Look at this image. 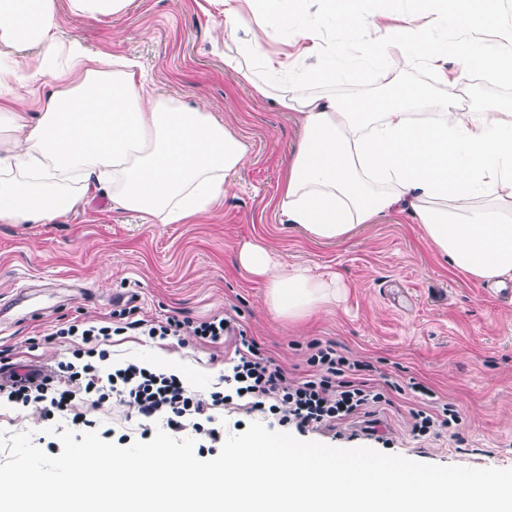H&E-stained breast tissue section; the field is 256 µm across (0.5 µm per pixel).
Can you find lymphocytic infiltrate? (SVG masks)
Here are the masks:
<instances>
[{
    "label": "lymphocytic infiltrate",
    "mask_w": 512,
    "mask_h": 512,
    "mask_svg": "<svg viewBox=\"0 0 512 512\" xmlns=\"http://www.w3.org/2000/svg\"><path fill=\"white\" fill-rule=\"evenodd\" d=\"M128 329L142 330L149 338L167 339L191 331L204 342L217 344L224 337H233L237 362L224 376L225 391L212 392L203 400L188 393L178 376L156 373L134 363L110 370L85 364L82 369L67 365L70 388L59 389L51 383L22 380L12 384L7 400L28 406L38 404L44 416L68 411L76 396L73 382L83 381L85 393L107 389L120 403L137 415L159 418L167 427L179 432L192 427L195 433L217 441V429L205 427L199 418L212 406L223 405L229 396L249 398L253 410L269 409L281 422L294 424L298 430L332 431L347 420L360 417L374 403H386L391 393L401 392L399 382L377 388L369 375L368 364L345 356L336 343L314 341L309 346L305 369H286L276 364L258 342L249 336H231V324L220 315L188 325L178 317L169 316L154 322L145 319L128 321ZM410 389L423 395L414 408L412 430L424 436L452 428L459 421V412L451 404L432 406L426 399L433 391L420 382H410Z\"/></svg>",
    "instance_id": "1"
}]
</instances>
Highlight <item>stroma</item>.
Segmentation results:
<instances>
[{
	"instance_id": "obj_1",
	"label": "stroma",
	"mask_w": 512,
	"mask_h": 512,
	"mask_svg": "<svg viewBox=\"0 0 512 512\" xmlns=\"http://www.w3.org/2000/svg\"><path fill=\"white\" fill-rule=\"evenodd\" d=\"M299 20H319L321 58L292 55L290 74L301 94L343 102L383 98L385 88H420L446 95L417 59L399 61L390 85L357 77L349 56L374 40V31L344 26L322 0H282ZM63 37L79 38L93 51L136 61L151 91L212 113L248 140L251 149L233 186L199 224H151L135 212L113 208L98 195L54 224L0 223V360L23 368L57 370L73 361L79 339L55 337L67 321H100L112 310L132 307L137 317L178 315L197 322L214 315L234 319L283 367L304 366L311 342L333 341L355 360L369 363L377 381L416 378L435 392L438 403L454 405L462 420L457 436L416 438L411 432L412 391L392 405L373 407L368 419L339 425L337 433L308 432V439L375 450L437 465L512 468V296L468 278L444 261L406 213L359 227L339 242H314L281 222L277 200L300 127L291 113L239 85L212 49L224 14L202 12L196 0H131L126 11L88 19L57 0ZM434 39L448 44L468 37L498 47L512 31V0H497L489 23L467 32L431 22ZM336 65L332 84L304 81L318 63ZM458 87L466 108L496 99L512 105V90L479 69L461 70ZM260 242L279 257L309 268L312 275L335 273L347 287L329 310L299 322L275 317L261 281L238 264V252ZM109 365L133 362L157 373L179 376L192 393L209 397L224 388V369L234 356L231 341L210 344L195 337L153 340L134 332L105 343ZM73 413L139 440L142 428L161 421L129 415L115 399L91 406L76 397ZM378 423L382 441L353 438L365 421ZM70 415L47 420L38 405L0 402V430L32 432L40 448L60 455L55 431L70 427Z\"/></svg>"
}]
</instances>
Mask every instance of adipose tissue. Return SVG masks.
Wrapping results in <instances>:
<instances>
[{
    "label": "adipose tissue",
    "mask_w": 512,
    "mask_h": 512,
    "mask_svg": "<svg viewBox=\"0 0 512 512\" xmlns=\"http://www.w3.org/2000/svg\"><path fill=\"white\" fill-rule=\"evenodd\" d=\"M224 7V35L249 40L225 52L224 68L260 97L294 113L302 135L288 161L277 208L283 223L312 239L342 241L361 224L408 213L449 265L468 277L512 280V108L478 110L414 88L373 109L359 101L305 96L279 84L282 64L264 51L292 24L279 0H208ZM385 26L386 12L326 0L353 27L384 30L360 51L362 63L396 65L415 56L448 85L449 58L512 82V34L502 48L436 43L422 25L431 13L454 28L488 22L492 0H414ZM56 0H0V59L37 48L26 64L0 68V223L52 224L92 194L155 224H194L224 201L248 144L211 113L153 94L134 61L58 36ZM38 110L23 112V89ZM482 206H473V199ZM240 266L266 288L269 310L298 320L333 304L341 282L244 244Z\"/></svg>",
    "instance_id": "1"
}]
</instances>
